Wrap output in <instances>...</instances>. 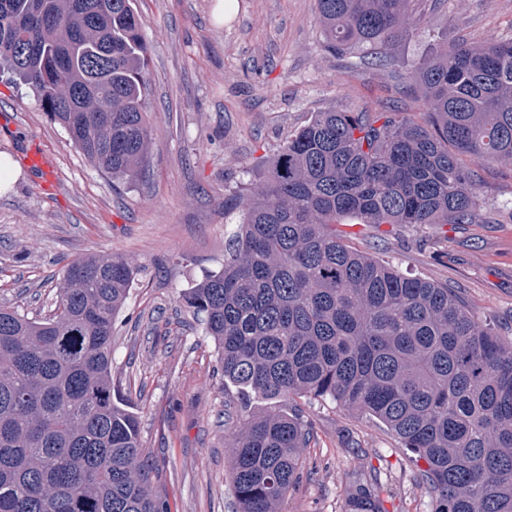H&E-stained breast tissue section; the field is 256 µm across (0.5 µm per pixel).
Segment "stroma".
Listing matches in <instances>:
<instances>
[{"label":"stroma","instance_id":"35a3bbf8","mask_svg":"<svg viewBox=\"0 0 512 512\" xmlns=\"http://www.w3.org/2000/svg\"><path fill=\"white\" fill-rule=\"evenodd\" d=\"M134 0L151 46L146 101L152 139L138 175L91 166L34 91L0 73V153L20 175L0 193V305L31 317L55 307L65 267L116 254L133 268L115 321L112 381L130 399L155 487L168 512H237L224 440L242 416L225 407L214 341L179 294L218 271L231 245L238 195L312 113L425 107L407 82L357 53L326 49L316 0ZM420 25L394 53L512 39V0H421ZM43 152L56 187L43 192L26 155ZM483 207L470 224H355L356 250L454 288L471 314L512 340V165L480 164ZM313 424L282 512H344L349 489H378L387 512H431L419 467L368 416L297 399Z\"/></svg>","mask_w":512,"mask_h":512}]
</instances>
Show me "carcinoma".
<instances>
[{"label":"carcinoma","instance_id":"1","mask_svg":"<svg viewBox=\"0 0 512 512\" xmlns=\"http://www.w3.org/2000/svg\"><path fill=\"white\" fill-rule=\"evenodd\" d=\"M418 0H316L327 47L363 49L415 85L396 107L315 112L238 195L224 267L179 300L247 406L229 484L238 512H281L310 426L297 398L384 425L416 461L432 512H512V342L455 291L353 249L336 225L471 224L479 179L512 164V40L398 61ZM150 46L133 0H0V66L30 85L95 168L133 178L151 142ZM125 259L71 262L56 312L0 306V512H167L140 422L112 384ZM346 512H385L359 485Z\"/></svg>","mask_w":512,"mask_h":512}]
</instances>
